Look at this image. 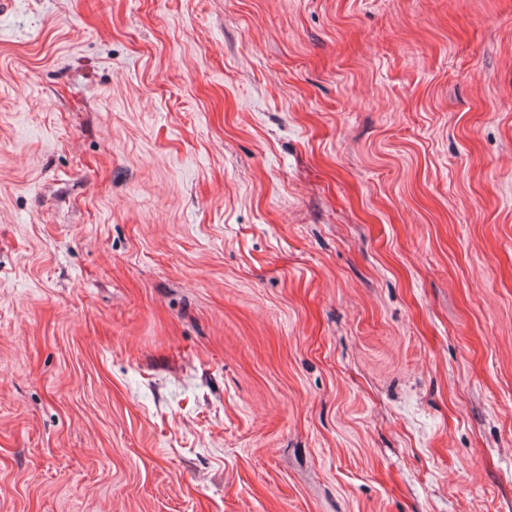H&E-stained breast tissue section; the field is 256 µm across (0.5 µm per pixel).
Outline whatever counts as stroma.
<instances>
[{"mask_svg":"<svg viewBox=\"0 0 512 512\" xmlns=\"http://www.w3.org/2000/svg\"><path fill=\"white\" fill-rule=\"evenodd\" d=\"M0 512H512V0L0 12Z\"/></svg>","mask_w":512,"mask_h":512,"instance_id":"1","label":"stroma"}]
</instances>
